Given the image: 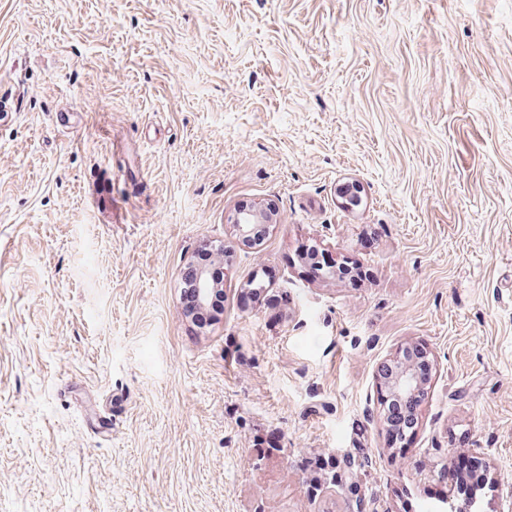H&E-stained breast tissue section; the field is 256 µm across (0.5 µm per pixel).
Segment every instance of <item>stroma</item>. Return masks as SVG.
I'll return each instance as SVG.
<instances>
[{
    "instance_id": "35a3bbf8",
    "label": "stroma",
    "mask_w": 512,
    "mask_h": 512,
    "mask_svg": "<svg viewBox=\"0 0 512 512\" xmlns=\"http://www.w3.org/2000/svg\"><path fill=\"white\" fill-rule=\"evenodd\" d=\"M0 90V512H512V0H0ZM229 223L233 225L235 235L240 241L251 244L256 229L263 225L265 231L270 224L275 223V219L272 211L267 208L243 206L235 209ZM402 350L400 351V357L398 356L399 360L393 363L390 372L382 376V383L385 388L391 396L397 398L414 395L426 382L410 363L401 358ZM421 396L422 394H419L400 403L386 400L387 424L393 440H399L402 443L408 432H410L409 437L412 435L417 421L416 408Z\"/></svg>"
}]
</instances>
